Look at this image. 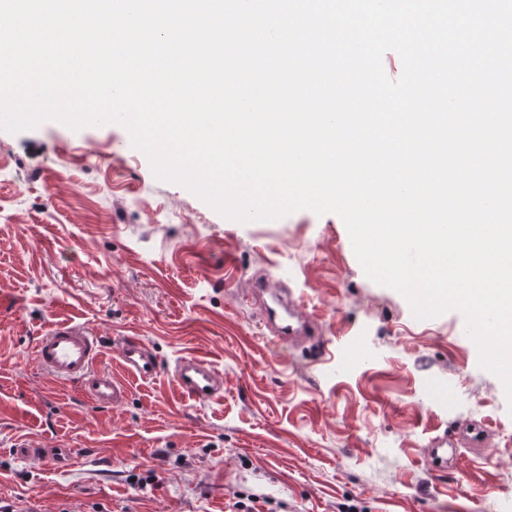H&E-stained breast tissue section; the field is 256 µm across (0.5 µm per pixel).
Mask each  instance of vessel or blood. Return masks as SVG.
<instances>
[{
	"label": "vessel or blood",
	"instance_id": "1",
	"mask_svg": "<svg viewBox=\"0 0 512 512\" xmlns=\"http://www.w3.org/2000/svg\"><path fill=\"white\" fill-rule=\"evenodd\" d=\"M256 293L269 295L272 303L265 308V322L274 339L281 342L299 338H316L312 322L298 311L291 295L261 283ZM122 374L97 368L101 355L100 339L83 325L59 322L38 340L34 356L39 368L54 379L78 385L88 398L101 407L123 402L131 381H150L169 373L184 398L208 402L221 398L224 378L203 355H190L178 361L173 369L163 370L160 360L138 338H125L119 349Z\"/></svg>",
	"mask_w": 512,
	"mask_h": 512
}]
</instances>
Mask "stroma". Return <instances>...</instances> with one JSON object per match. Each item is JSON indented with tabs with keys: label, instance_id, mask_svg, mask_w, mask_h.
Returning a JSON list of instances; mask_svg holds the SVG:
<instances>
[{
	"label": "stroma",
	"instance_id": "stroma-1",
	"mask_svg": "<svg viewBox=\"0 0 512 512\" xmlns=\"http://www.w3.org/2000/svg\"><path fill=\"white\" fill-rule=\"evenodd\" d=\"M290 289L322 346L278 345L249 299ZM66 320L163 366L206 354L221 399L167 377L99 407L33 359ZM461 313L416 319L368 279L333 213L222 218L155 179L117 124L0 130V500L17 512H499L512 500V405ZM472 423L458 463L428 450ZM67 448L70 466L18 451Z\"/></svg>",
	"mask_w": 512,
	"mask_h": 512
}]
</instances>
